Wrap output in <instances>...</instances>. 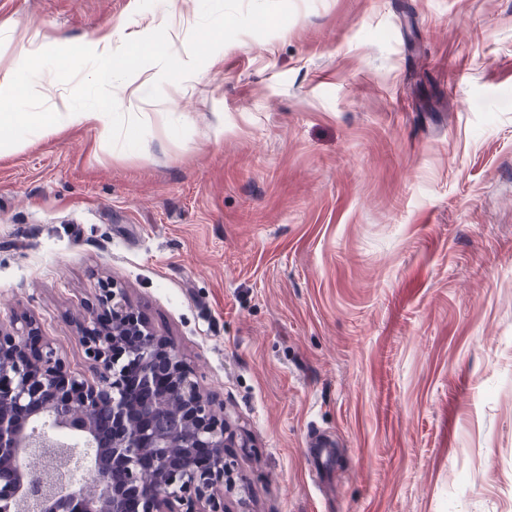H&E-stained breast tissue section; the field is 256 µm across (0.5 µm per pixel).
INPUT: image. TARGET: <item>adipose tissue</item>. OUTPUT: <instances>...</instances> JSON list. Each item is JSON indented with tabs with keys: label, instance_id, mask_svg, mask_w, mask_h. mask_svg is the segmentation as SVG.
Wrapping results in <instances>:
<instances>
[{
	"label": "adipose tissue",
	"instance_id": "1",
	"mask_svg": "<svg viewBox=\"0 0 512 512\" xmlns=\"http://www.w3.org/2000/svg\"><path fill=\"white\" fill-rule=\"evenodd\" d=\"M37 50L32 39L20 48L13 40H0V153L22 151L34 139L59 135L75 125L93 128L102 142L111 143L112 115L103 104L89 110L61 112H20L3 108V101L19 96L22 87L19 75L26 71L28 58ZM80 52L97 60L98 66L93 75L95 82L108 85L120 76L122 66L119 59L126 56L127 49L107 34L82 45Z\"/></svg>",
	"mask_w": 512,
	"mask_h": 512
}]
</instances>
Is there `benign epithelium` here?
Here are the masks:
<instances>
[{
  "instance_id": "7a95c632",
  "label": "benign epithelium",
  "mask_w": 512,
  "mask_h": 512,
  "mask_svg": "<svg viewBox=\"0 0 512 512\" xmlns=\"http://www.w3.org/2000/svg\"><path fill=\"white\" fill-rule=\"evenodd\" d=\"M101 302L110 318L90 312L81 326L91 381L52 347L29 349L31 323L0 326V512H224L218 490L233 471L224 420L123 289H102ZM171 395L180 407L166 424ZM41 421L84 443L34 439ZM28 457L40 467L24 466Z\"/></svg>"
}]
</instances>
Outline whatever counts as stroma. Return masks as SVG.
<instances>
[{
  "mask_svg": "<svg viewBox=\"0 0 512 512\" xmlns=\"http://www.w3.org/2000/svg\"><path fill=\"white\" fill-rule=\"evenodd\" d=\"M163 98L143 146L76 126L0 155V325L80 378L114 282L246 447L224 512H512V0H291ZM200 0H5L43 47ZM337 448L326 484L312 436Z\"/></svg>",
  "mask_w": 512,
  "mask_h": 512,
  "instance_id": "obj_1",
  "label": "stroma"
}]
</instances>
